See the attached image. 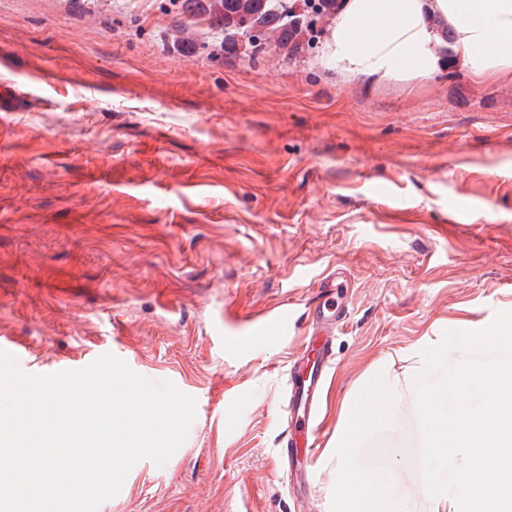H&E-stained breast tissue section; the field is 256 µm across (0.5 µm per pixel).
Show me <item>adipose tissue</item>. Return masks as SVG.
<instances>
[{"label": "adipose tissue", "mask_w": 512, "mask_h": 512, "mask_svg": "<svg viewBox=\"0 0 512 512\" xmlns=\"http://www.w3.org/2000/svg\"><path fill=\"white\" fill-rule=\"evenodd\" d=\"M446 56L476 78H512V0H344L324 63L411 84L435 74ZM401 388L382 362L349 400L336 426L334 512H403L386 494V471L353 461L366 434L389 420Z\"/></svg>", "instance_id": "adipose-tissue-1"}]
</instances>
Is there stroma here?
Instances as JSON below:
<instances>
[{
	"mask_svg": "<svg viewBox=\"0 0 512 512\" xmlns=\"http://www.w3.org/2000/svg\"><path fill=\"white\" fill-rule=\"evenodd\" d=\"M183 0H0V336L22 372L112 354L196 400L164 465L98 512H332L347 394L444 332L512 312V80L453 61L408 85L297 51L224 50ZM185 23L187 45L173 30ZM342 274L346 319L305 493L277 475L291 336L225 362L220 334ZM414 387L355 461L426 512Z\"/></svg>",
	"mask_w": 512,
	"mask_h": 512,
	"instance_id": "stroma-1",
	"label": "stroma"
}]
</instances>
